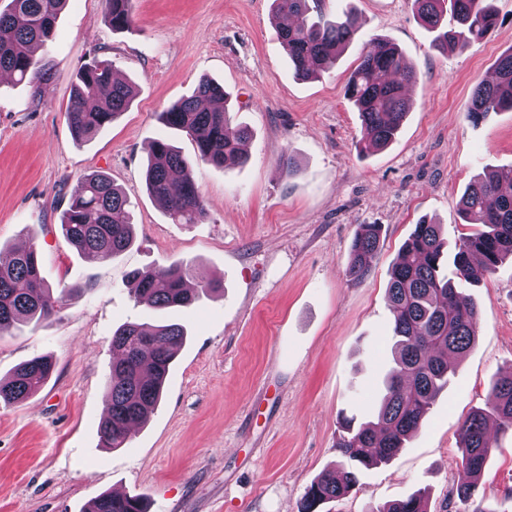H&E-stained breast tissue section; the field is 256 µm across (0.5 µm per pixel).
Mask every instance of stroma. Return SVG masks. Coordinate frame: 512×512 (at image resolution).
<instances>
[{"label": "stroma", "mask_w": 512, "mask_h": 512, "mask_svg": "<svg viewBox=\"0 0 512 512\" xmlns=\"http://www.w3.org/2000/svg\"><path fill=\"white\" fill-rule=\"evenodd\" d=\"M493 4L497 30L459 53L434 47L412 0H326L332 15L355 9L361 28L319 79L300 80L272 0H135L133 26L118 32L101 0H68L37 52L52 65L41 95L0 78V251L34 246L45 282L67 291L56 315L0 336L2 378L37 355L55 362L36 395L0 403V512H84L107 492L140 497L150 512H299L306 487L339 460L340 416L376 417L394 366L386 288L414 225L439 224L456 250L473 231L458 209L465 186L512 166V110L478 124L466 114L512 49V0ZM375 38L396 44L419 77L395 141L363 152L344 85ZM95 57L111 60L137 95L79 141L66 108L78 66ZM204 77L224 85L234 124L249 127V161L197 164L207 216L175 224L146 190L147 155L165 137L194 157L192 141L159 114ZM94 171L121 187L134 224L132 245L106 261L78 253L60 226L78 179ZM363 224L381 233L358 283L345 268ZM171 264L219 291L161 314L137 305L134 272ZM462 291L478 307L474 346L394 460L363 470L356 491L320 512H366L419 490L429 512H512V433L493 424L496 449L473 503L456 496L460 428L512 366V259ZM161 318L187 331L162 398L126 447H101L112 334Z\"/></svg>", "instance_id": "35a3bbf8"}]
</instances>
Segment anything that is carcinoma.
I'll list each match as a JSON object with an SVG mask.
<instances>
[{"label": "carcinoma", "mask_w": 512, "mask_h": 512, "mask_svg": "<svg viewBox=\"0 0 512 512\" xmlns=\"http://www.w3.org/2000/svg\"><path fill=\"white\" fill-rule=\"evenodd\" d=\"M67 0H8L0 8V72L19 81L41 85L51 64L35 56V47L53 33ZM104 16L114 30L134 21L133 0H103ZM419 20L435 33L434 45L464 52L490 35L498 19L489 0H413ZM274 13L287 21L278 34L295 74L319 78L349 47L360 25L346 13L331 19L323 0H273ZM457 26L448 27L447 13ZM417 71L402 51L386 40L371 42L359 55L345 84V96L359 112V144L376 150L395 138L410 103L404 88ZM135 98L132 84L115 77L112 61L95 60L76 76L67 107L72 133L82 140L101 131L126 112ZM224 86L203 78L192 94L160 114L163 124L185 133L194 143L195 159L231 167L248 160L244 148L250 132L232 125ZM512 108V51L499 58L496 78L472 93L467 115L472 119ZM149 194L162 199L174 224H197L207 215L194 177L193 164L164 139L152 143L145 171ZM466 224L475 226L453 257L455 274L475 286L490 276L499 261L512 256V168L490 172L471 181L459 200ZM61 228L81 254L107 260L132 242L130 201L105 173L83 176L62 213ZM380 225L362 224L348 256L346 273L361 282L370 273L369 259L378 248ZM445 242L440 227L427 220L414 225L393 263L388 298L393 315L392 352L395 367L384 381L377 421L355 423L342 419L343 434L336 442L342 461L332 472L306 488L299 512H318L327 502L348 496L358 484V471L391 461L420 427L430 406L448 385V360L463 356L476 339L477 305L463 297L455 282L441 273ZM135 301L154 311L189 308L199 292L216 288L209 283L185 288L182 266L153 267L134 274ZM66 289L53 294L42 279L37 251L29 247L0 259V335L19 323L37 324L60 309ZM181 325L158 321L123 324L113 332L112 346L121 355L112 361L107 384L110 407L99 427L105 448H121L129 441L132 422H141L162 397L164 383L184 343ZM54 370L47 355L20 364L0 379V401L14 403L38 393ZM489 409L473 412L463 423L461 471L456 493L462 504L472 499L494 444L486 425L493 417L502 429L512 430V366L499 372ZM85 512H148L134 496L102 494ZM367 512H427L426 497L414 494Z\"/></svg>", "instance_id": "cac0c4a2"}]
</instances>
